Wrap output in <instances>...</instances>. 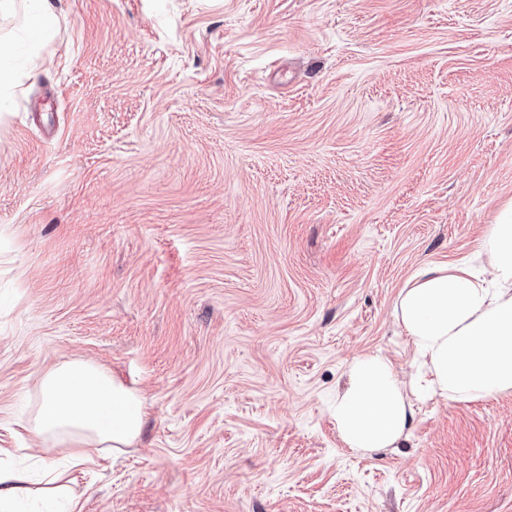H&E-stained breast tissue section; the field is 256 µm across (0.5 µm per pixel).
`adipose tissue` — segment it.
Instances as JSON below:
<instances>
[{"label": "adipose tissue", "instance_id": "obj_1", "mask_svg": "<svg viewBox=\"0 0 512 512\" xmlns=\"http://www.w3.org/2000/svg\"><path fill=\"white\" fill-rule=\"evenodd\" d=\"M491 272L462 261L415 273L402 288L396 318L413 349L402 381L378 354L354 358L330 416L355 451L389 448L402 437L412 400L480 401L512 394V200L479 241ZM141 397L103 369L70 360L45 373L39 402L22 429L43 445L67 449L73 465L131 447L146 420Z\"/></svg>", "mask_w": 512, "mask_h": 512}]
</instances>
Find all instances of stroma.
<instances>
[{
	"instance_id": "obj_1",
	"label": "stroma",
	"mask_w": 512,
	"mask_h": 512,
	"mask_svg": "<svg viewBox=\"0 0 512 512\" xmlns=\"http://www.w3.org/2000/svg\"><path fill=\"white\" fill-rule=\"evenodd\" d=\"M30 0L0 8V448L74 359L141 438L82 512H512V394L414 404L397 447L330 417L395 303L512 199V0Z\"/></svg>"
}]
</instances>
